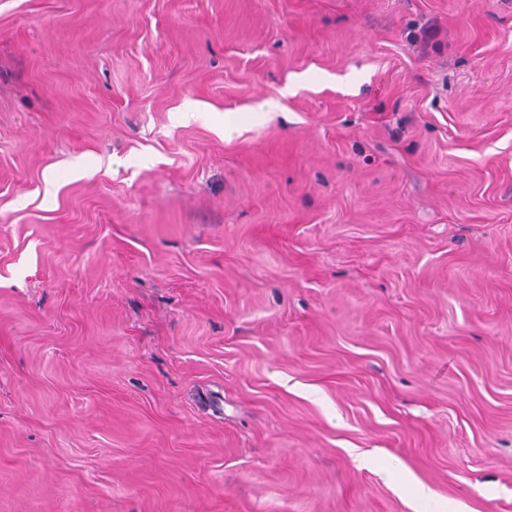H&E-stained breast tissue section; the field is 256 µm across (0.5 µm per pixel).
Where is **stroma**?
<instances>
[{"label": "stroma", "mask_w": 512, "mask_h": 512, "mask_svg": "<svg viewBox=\"0 0 512 512\" xmlns=\"http://www.w3.org/2000/svg\"><path fill=\"white\" fill-rule=\"evenodd\" d=\"M407 473L512 512V0H0V512Z\"/></svg>", "instance_id": "obj_1"}]
</instances>
